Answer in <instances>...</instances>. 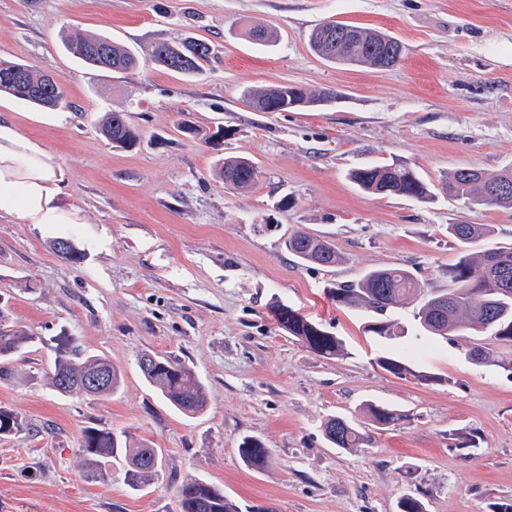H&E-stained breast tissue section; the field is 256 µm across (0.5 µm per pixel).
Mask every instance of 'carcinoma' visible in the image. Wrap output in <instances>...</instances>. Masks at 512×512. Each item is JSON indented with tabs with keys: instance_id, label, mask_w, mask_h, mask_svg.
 <instances>
[{
	"instance_id": "obj_1",
	"label": "carcinoma",
	"mask_w": 512,
	"mask_h": 512,
	"mask_svg": "<svg viewBox=\"0 0 512 512\" xmlns=\"http://www.w3.org/2000/svg\"><path fill=\"white\" fill-rule=\"evenodd\" d=\"M309 45L320 59L349 66L378 67L383 56L401 57L402 46L392 36L378 30L332 21L321 24L309 34ZM66 49L94 70L127 72L140 64L138 56L127 47L101 34H76L65 38ZM211 49L207 43L186 40L177 44L159 42L151 51L154 62L181 75L202 69ZM283 87L247 89L244 95L256 112H270L279 103ZM36 107L58 110L70 107L58 83L45 79L44 69L26 63L0 59V95ZM290 97L308 107L320 104L324 93H311L299 86L290 87ZM101 135L115 147L134 145L139 135L122 112H109L98 121ZM224 183L235 189H247L258 178V167L249 158L235 156L219 160ZM351 181L362 191L382 196H398L417 201L435 198V191L463 202L467 207H512V166L489 174L475 167H462L444 178L440 188L426 182L413 168L397 163H377L350 173ZM489 224H450L448 238L459 245L454 263L448 265V286L432 288L419 281L408 269L379 267L367 270L351 282L328 290L340 309H364L375 315L365 332L381 338L394 339L405 335V329L392 314L409 309L413 319L427 333L447 336L453 332L488 333L502 343L512 345V244L496 245L484 250L474 246L491 236ZM285 250L303 265L334 267L344 261L334 243L325 236L296 231L283 238ZM278 326L304 347L325 359L346 355L342 339L326 330L293 307L277 302L271 306ZM8 310L0 305V379L14 373L13 358L33 342V337L2 327ZM108 363L100 355L77 356L61 349L54 361L52 386L60 393H79L85 376ZM378 366L397 378L408 376L420 382H437L440 377L417 371L408 356L391 352L377 359ZM145 380L159 395L181 414L192 417L206 406L202 382L182 364L168 358L145 354L138 360ZM68 378L61 388L58 376ZM365 408L375 426H391L405 418L403 412L390 405L368 403ZM26 430L22 417L14 410L0 407V438L11 437ZM325 439L334 448H360L371 444V436L343 417L324 421ZM79 452L88 467L102 459L119 458L126 466L127 484L139 490L157 476L158 466L144 464L146 455H158L151 445L110 428L90 426L82 431ZM239 454L243 462L261 468L269 461V451L257 438L243 440ZM179 512H240L234 500L214 484L187 478L178 488Z\"/></svg>"
}]
</instances>
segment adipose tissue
Returning <instances> with one entry per match:
<instances>
[{"mask_svg": "<svg viewBox=\"0 0 512 512\" xmlns=\"http://www.w3.org/2000/svg\"><path fill=\"white\" fill-rule=\"evenodd\" d=\"M39 149L20 139L7 126H0V213L16 215L30 224H57L63 218L54 175L36 170L21 181L6 179V164L30 162Z\"/></svg>", "mask_w": 512, "mask_h": 512, "instance_id": "obj_1", "label": "adipose tissue"}]
</instances>
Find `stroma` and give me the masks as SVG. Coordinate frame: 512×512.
<instances>
[{"label":"stroma","instance_id":"1","mask_svg":"<svg viewBox=\"0 0 512 512\" xmlns=\"http://www.w3.org/2000/svg\"><path fill=\"white\" fill-rule=\"evenodd\" d=\"M333 19L385 32L404 47L380 72L317 58L308 34ZM264 26L274 43L243 36ZM112 37L141 59L124 73L92 71L64 36ZM207 42L202 70L154 64L158 42ZM0 58L51 68L70 105L42 111L0 96V124L43 152L60 173L65 223L0 214V296L8 324L35 341L0 380V406L28 428L0 438V512H176L194 477L223 488L242 512H397L414 495L427 512H490L512 500V370L478 366L474 346L512 359L492 336L398 339L435 382L400 379L376 363L388 340L365 333V311L337 308L335 283L368 269L403 267L434 287L457 255L452 224H491L512 243V209H471L444 195L427 203L369 195L348 178L376 163L416 168L440 181L457 168L512 165V0H0ZM292 84L332 102L288 112L253 111L248 88ZM107 112L127 113L139 139L112 147L98 132ZM187 122L197 137L181 134ZM221 146L208 138L217 128ZM252 159L249 189L225 186V156ZM285 208H277L281 197ZM329 235L344 256L333 268L301 265L282 234ZM68 237L74 264L50 242ZM281 301L342 338L348 353L319 357L279 329ZM107 357L121 373L106 396L62 394L50 384L61 341ZM185 364L207 404L187 417L145 381L140 354ZM404 418L378 429L366 403ZM355 419L371 445L330 447L322 425ZM106 427L158 448L161 468L135 490L121 461L106 479L82 466L84 428ZM474 433L482 452L455 444ZM269 449L247 467L243 437Z\"/></svg>","mask_w":512,"mask_h":512}]
</instances>
